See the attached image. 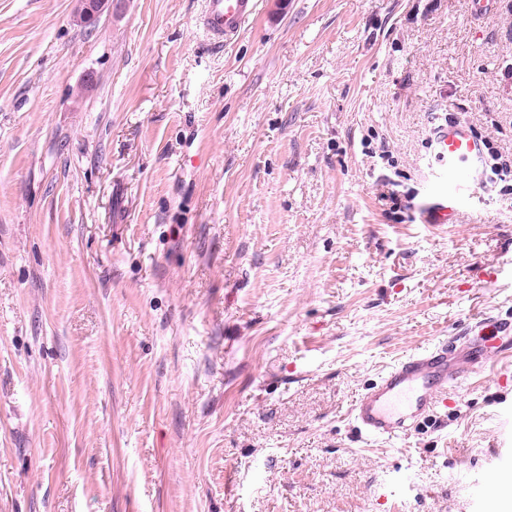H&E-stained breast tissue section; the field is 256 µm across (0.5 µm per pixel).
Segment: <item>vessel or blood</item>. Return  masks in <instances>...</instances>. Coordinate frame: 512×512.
<instances>
[{
  "label": "vessel or blood",
  "mask_w": 512,
  "mask_h": 512,
  "mask_svg": "<svg viewBox=\"0 0 512 512\" xmlns=\"http://www.w3.org/2000/svg\"><path fill=\"white\" fill-rule=\"evenodd\" d=\"M256 0H206L202 17L216 42H228L256 10ZM432 179L420 214L424 224L457 223L485 183L484 143L465 124L444 120L430 135ZM492 352L482 343L451 339L418 348L391 365L354 402L351 414L361 436L394 439L447 405L448 393Z\"/></svg>",
  "instance_id": "vessel-or-blood-1"
}]
</instances>
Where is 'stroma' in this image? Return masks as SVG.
I'll use <instances>...</instances> for the list:
<instances>
[{
  "label": "stroma",
  "instance_id": "stroma-1",
  "mask_svg": "<svg viewBox=\"0 0 512 512\" xmlns=\"http://www.w3.org/2000/svg\"><path fill=\"white\" fill-rule=\"evenodd\" d=\"M0 0V512H512V356L398 439L390 364L512 321V193L418 221L438 120L512 162V0ZM80 3V19L84 23L94 24L99 17L106 11L112 9L114 2L118 0H78ZM256 6V0H206L203 26L217 43H227L239 34Z\"/></svg>",
  "mask_w": 512,
  "mask_h": 512
}]
</instances>
